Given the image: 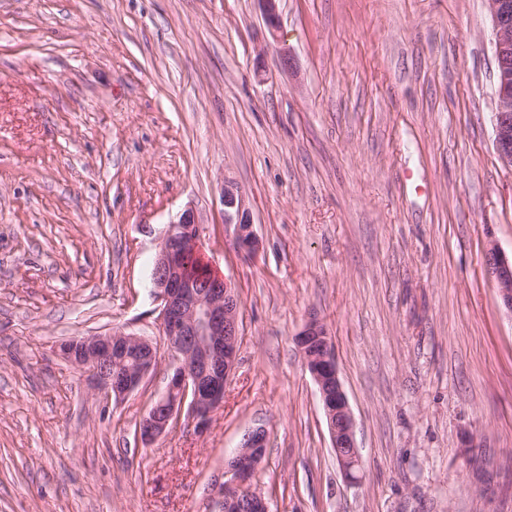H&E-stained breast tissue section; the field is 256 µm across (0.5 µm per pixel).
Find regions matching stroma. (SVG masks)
<instances>
[{"label":"stroma","mask_w":512,"mask_h":512,"mask_svg":"<svg viewBox=\"0 0 512 512\" xmlns=\"http://www.w3.org/2000/svg\"><path fill=\"white\" fill-rule=\"evenodd\" d=\"M0 0V512H221L264 427L270 512H512V253L486 0ZM234 182L260 240L224 222ZM193 207L240 297L204 432L138 425L167 357L100 401L62 342L158 339L150 288ZM327 328L362 465L344 476L295 337ZM485 263L501 304L512 316V256L509 259L492 243L485 252Z\"/></svg>","instance_id":"35a3bbf8"}]
</instances>
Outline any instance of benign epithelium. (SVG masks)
I'll return each mask as SVG.
<instances>
[{
  "instance_id": "1",
  "label": "benign epithelium",
  "mask_w": 512,
  "mask_h": 512,
  "mask_svg": "<svg viewBox=\"0 0 512 512\" xmlns=\"http://www.w3.org/2000/svg\"><path fill=\"white\" fill-rule=\"evenodd\" d=\"M272 39L280 21L276 0H260ZM494 31L495 111L494 143L503 165L512 168V0H487ZM224 223L235 227L236 248L256 253L260 240L253 230L245 197L229 180L222 193ZM202 227L195 212L185 209L168 225L155 260L151 288L161 303L160 336L166 342L173 369L165 389L142 418L138 434L149 446L175 428L181 417L203 431L224 398V383L237 362L240 300L227 280L212 276L194 282L186 276L188 248L199 251ZM485 263L498 297L512 314V258L489 244ZM304 364L318 387L336 462L344 475L356 478L361 456L355 438V419L339 377L334 344L326 327L312 319L297 334ZM78 351L61 345L65 358L92 375L98 394L120 399L134 391L158 363L155 347L143 337L120 331L75 338ZM267 433L251 430L224 470L223 512H269L266 500L252 490L250 477L264 457Z\"/></svg>"
}]
</instances>
